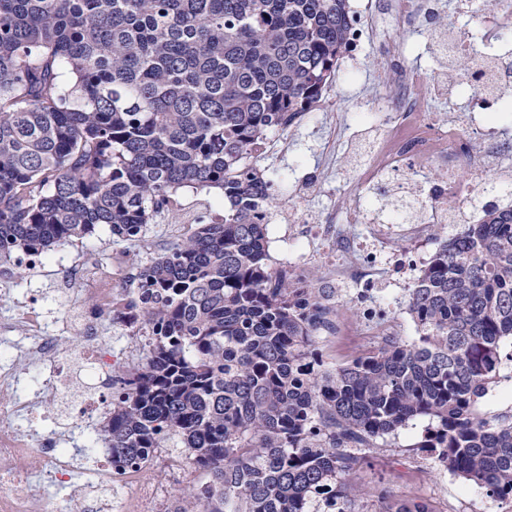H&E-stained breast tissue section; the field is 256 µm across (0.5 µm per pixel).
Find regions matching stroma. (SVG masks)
<instances>
[{"mask_svg": "<svg viewBox=\"0 0 512 512\" xmlns=\"http://www.w3.org/2000/svg\"><path fill=\"white\" fill-rule=\"evenodd\" d=\"M367 2L352 0V5L363 23L377 21L384 43L361 39L355 59L339 60L336 77L316 110L287 130L270 132L267 140L273 152L257 160L275 195L267 225L273 266L293 261L304 228L315 226L337 202L355 204L348 187L367 142L366 127L356 115L366 110L368 101L386 98L389 92L383 78L388 67L386 45L399 46L405 65L417 74L437 68L432 46L420 29L398 27L387 11H368ZM223 220L219 191L184 188L172 206L159 210L145 225L139 240L113 239L102 224L92 235L56 245L36 266L0 263V315L18 299L35 302L49 316L63 320L72 304H90L91 297L84 291V281L61 282L59 264L86 261L91 276L111 278L113 286L126 288L131 260L148 262L191 234L196 225ZM98 334L113 356L132 366L144 362L147 337L133 335L105 315L98 318ZM427 425L424 419L412 421L382 447L366 450V462L350 476L356 491L351 512H392L410 501L426 503L430 512H512V499L492 496L449 472L435 470L414 454L412 446ZM137 481V487L126 492V512H165L182 488L201 484L204 477L182 462L178 451L162 448Z\"/></svg>", "mask_w": 512, "mask_h": 512, "instance_id": "1", "label": "stroma"}]
</instances>
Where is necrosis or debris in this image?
I'll list each match as a JSON object with an SVG mask.
<instances>
[{
  "instance_id": "4bbe7bcc",
  "label": "necrosis or debris",
  "mask_w": 512,
  "mask_h": 512,
  "mask_svg": "<svg viewBox=\"0 0 512 512\" xmlns=\"http://www.w3.org/2000/svg\"><path fill=\"white\" fill-rule=\"evenodd\" d=\"M438 54L442 67L426 78L396 66L391 109L376 113L378 134L355 170L356 189L365 193L379 191L390 175L406 172L419 185L416 208L394 209L375 218L362 206L330 216L325 226L313 231L333 256L331 282L340 290L357 287L362 294L359 327L368 336H392L397 330L389 315L397 291L379 275V265H390L402 274L405 287L414 284L405 274L412 261L400 251V242L425 241L438 224L469 223L484 199L512 194V147L499 137L500 130L512 127V51L482 56L472 35L451 28L442 35ZM464 58L483 64L481 79L470 90L471 103L485 114L479 127L462 119L446 123L425 109L427 99L460 97L461 86L449 79L448 70ZM353 224L365 225V234L352 235ZM121 294L118 288L95 289L93 309L68 315L71 329L84 341L72 360L64 357L59 336L46 330L32 304L14 303L10 315L0 318V391L14 395L0 404V512H35L39 504L46 512H60L45 489L51 482H69L78 471L85 489L110 491L116 506L121 503L120 491L134 481L135 472H113L103 452L104 441L94 428L78 423L79 415L99 417L110 408L101 384L111 378L113 363L101 354L94 339L99 309L111 307ZM23 336L32 342L27 356L54 363L30 400L16 395L20 385L16 352ZM77 366L82 367L86 382L77 401L78 412L67 415L66 435L39 432L33 425L39 417L37 403L68 396ZM24 416L30 426L21 424ZM76 438L82 440V448H72Z\"/></svg>"
}]
</instances>
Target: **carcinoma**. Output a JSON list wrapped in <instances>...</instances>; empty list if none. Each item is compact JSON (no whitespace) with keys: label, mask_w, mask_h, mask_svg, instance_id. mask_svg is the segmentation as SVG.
Returning a JSON list of instances; mask_svg holds the SVG:
<instances>
[{"label":"carcinoma","mask_w":512,"mask_h":512,"mask_svg":"<svg viewBox=\"0 0 512 512\" xmlns=\"http://www.w3.org/2000/svg\"><path fill=\"white\" fill-rule=\"evenodd\" d=\"M351 0H0V260L91 234L138 239L184 187L217 189L112 320L149 337L112 376V467L185 448L206 478L168 512H348L364 451L416 418L439 469L512 495V408L482 400L512 343V206L445 239L409 293L417 337L329 363L333 287L270 266L257 147L320 100Z\"/></svg>","instance_id":"1"}]
</instances>
